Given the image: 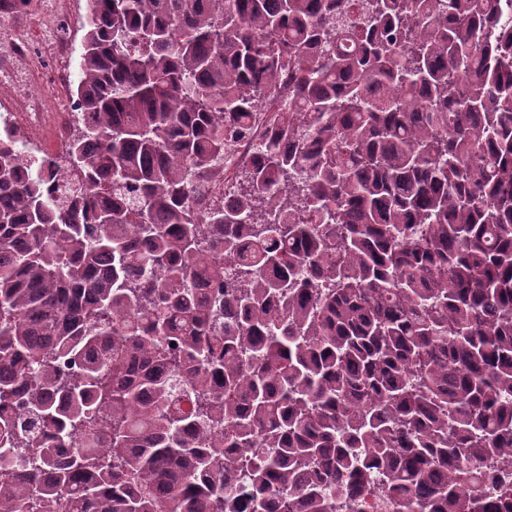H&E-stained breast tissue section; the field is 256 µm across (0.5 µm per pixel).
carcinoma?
I'll return each mask as SVG.
<instances>
[{
	"instance_id": "obj_1",
	"label": "carcinoma",
	"mask_w": 512,
	"mask_h": 512,
	"mask_svg": "<svg viewBox=\"0 0 512 512\" xmlns=\"http://www.w3.org/2000/svg\"><path fill=\"white\" fill-rule=\"evenodd\" d=\"M83 28L78 187L0 147V512H512V0ZM256 140H232L224 153V168H232L240 160L251 157L256 151Z\"/></svg>"
}]
</instances>
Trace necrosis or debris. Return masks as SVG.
<instances>
[{
  "label": "necrosis or debris",
  "instance_id": "1",
  "mask_svg": "<svg viewBox=\"0 0 512 512\" xmlns=\"http://www.w3.org/2000/svg\"><path fill=\"white\" fill-rule=\"evenodd\" d=\"M78 0H35L0 5V133L25 141L29 158L59 160L74 131L76 107L62 97L78 78L74 32Z\"/></svg>",
  "mask_w": 512,
  "mask_h": 512
}]
</instances>
